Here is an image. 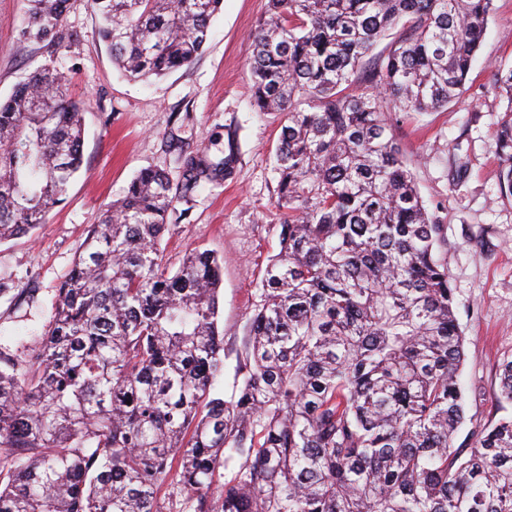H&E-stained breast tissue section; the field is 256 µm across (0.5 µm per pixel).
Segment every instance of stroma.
I'll list each match as a JSON object with an SVG mask.
<instances>
[{
	"instance_id": "35a3bbf8",
	"label": "stroma",
	"mask_w": 512,
	"mask_h": 512,
	"mask_svg": "<svg viewBox=\"0 0 512 512\" xmlns=\"http://www.w3.org/2000/svg\"><path fill=\"white\" fill-rule=\"evenodd\" d=\"M268 0H223L203 53L188 67L135 83L113 66L95 35L90 0H69L67 29L76 36L50 53L21 40L25 0H0V100L31 70L54 65L73 95L86 102L83 167L65 202L34 234L0 244V344L41 335L59 283L69 273L91 224L145 168L178 178L173 140L223 156L235 146L230 177L180 201L162 243L170 267L186 250L208 249L224 259L219 323L224 330V376L232 394L237 355L269 256L278 248L273 156L282 116L252 105L250 37ZM512 68V0H493L477 60L462 94L437 112H395V138L411 163L430 211L446 227L445 254L457 316L466 336L463 379L477 396L468 402L472 423L512 415L497 402L498 365L512 356V197L498 181L495 131L507 107L494 75Z\"/></svg>"
}]
</instances>
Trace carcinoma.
I'll return each mask as SVG.
<instances>
[{"mask_svg":"<svg viewBox=\"0 0 512 512\" xmlns=\"http://www.w3.org/2000/svg\"><path fill=\"white\" fill-rule=\"evenodd\" d=\"M23 40L75 33L67 0H26ZM223 0H92L112 63L162 78L203 52ZM492 0H268L252 35L254 106L278 112L279 251L238 355L217 323L223 261L160 244L176 204L237 154L181 151L145 169L91 226L45 332L0 347V512H512V415L466 422L465 336L390 112L461 94ZM406 34L384 57L376 42ZM495 132L512 195V69ZM82 101L34 71L0 102V243L31 233L82 166ZM497 402L512 406V357Z\"/></svg>","mask_w":512,"mask_h":512,"instance_id":"carcinoma-1","label":"carcinoma"}]
</instances>
